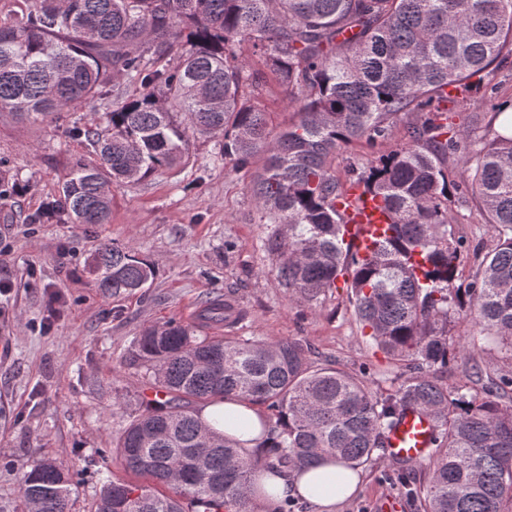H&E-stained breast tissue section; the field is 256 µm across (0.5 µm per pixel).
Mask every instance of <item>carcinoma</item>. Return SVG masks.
<instances>
[{"label": "carcinoma", "mask_w": 512, "mask_h": 512, "mask_svg": "<svg viewBox=\"0 0 512 512\" xmlns=\"http://www.w3.org/2000/svg\"><path fill=\"white\" fill-rule=\"evenodd\" d=\"M510 57L512 0H22L0 18V112L51 122L120 80L136 86L112 102L106 127L73 129L97 161L75 165L47 212L105 224L111 181L181 163L190 132L222 133L235 169L264 156L253 194L274 225L266 247L281 285L313 304L343 281L363 335L397 368L378 392L365 372L315 364L300 340L207 336L203 324L232 322L219 297L200 324L149 325L136 358L159 397L142 399L112 442L136 481L106 476L89 512H258L260 476L289 477L326 459L354 472L386 450L409 409L436 425L425 481L413 477L415 462L393 472L413 506L512 512V377L486 382L466 362L468 384L443 380L471 343L512 361V136L472 153L469 135H451L431 111ZM272 79L299 101L298 119L275 137L255 104ZM403 112L431 116L404 127V143L368 170L337 179L336 157L393 138ZM450 149L497 237L464 286L465 241L448 229ZM357 184L390 218L365 257L346 241L344 199ZM91 272L113 296L145 288L155 267L102 243ZM456 320L469 331L455 340ZM225 398L263 409L253 446L200 417ZM75 490L70 470L44 458L23 473L15 512H72Z\"/></svg>", "instance_id": "carcinoma-1"}]
</instances>
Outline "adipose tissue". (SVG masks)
I'll return each instance as SVG.
<instances>
[{
	"label": "adipose tissue",
	"mask_w": 512,
	"mask_h": 512,
	"mask_svg": "<svg viewBox=\"0 0 512 512\" xmlns=\"http://www.w3.org/2000/svg\"><path fill=\"white\" fill-rule=\"evenodd\" d=\"M229 414L248 420L250 429L242 430L226 424L225 417ZM201 416L211 426L243 440L254 439L259 434L257 406L236 399L208 404ZM358 482V475L329 463L289 479H265L264 485L273 500L296 497L316 504L320 512H336L337 504L355 492Z\"/></svg>",
	"instance_id": "1"
}]
</instances>
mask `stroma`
I'll return each mask as SVG.
<instances>
[{
  "mask_svg": "<svg viewBox=\"0 0 512 512\" xmlns=\"http://www.w3.org/2000/svg\"><path fill=\"white\" fill-rule=\"evenodd\" d=\"M469 84L454 94L447 115L453 127L471 131L474 152L493 134V105L512 102V60ZM133 91L117 83L110 97L63 110L50 124L0 112V179H22L26 188L0 200V512H12L22 473L44 456L77 471L73 512H87L102 477H125L112 441L135 416L149 382L131 360L136 339L148 325L202 309L209 293L230 292L246 313L233 328L211 325L212 333L305 341L317 362L351 373L371 369L377 389L392 376L362 335L345 289L313 307L290 299L251 191L264 159L235 170L224 159L223 136L191 137L181 164L112 185L109 223L73 224L63 214L40 219L73 165L94 159L72 128L103 121L113 98ZM259 104L271 132L297 118V101L278 84H269ZM449 217L470 248L460 266L465 284L476 274L477 254L491 250L495 238L466 181L453 191ZM101 243L153 262V281L135 294L102 295L87 268ZM393 468L383 454L363 465L359 490L339 512H381L385 498L400 494Z\"/></svg>",
  "mask_w": 512,
  "mask_h": 512,
  "instance_id": "obj_1",
  "label": "stroma"
}]
</instances>
